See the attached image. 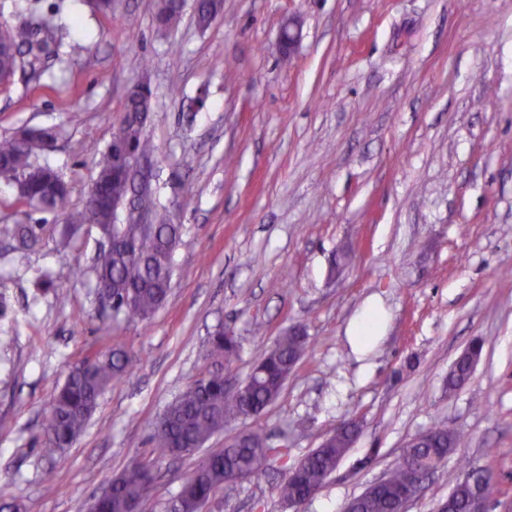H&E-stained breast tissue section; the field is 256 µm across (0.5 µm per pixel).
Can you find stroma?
I'll return each mask as SVG.
<instances>
[{
	"label": "stroma",
	"instance_id": "stroma-1",
	"mask_svg": "<svg viewBox=\"0 0 512 512\" xmlns=\"http://www.w3.org/2000/svg\"><path fill=\"white\" fill-rule=\"evenodd\" d=\"M157 0H0V24L53 15L56 55L0 86V137L58 126L48 160L82 206L95 156L150 60L147 133L161 202L181 227L164 306L150 323L100 313L84 225L56 246V220L32 248L0 239V506L85 512L138 463L156 480L142 512H168L197 456L159 459L149 436L198 376L216 366L217 325L241 338L227 386L303 325L309 353L256 420L214 435L223 447L260 427L287 435L297 461L348 419L359 433L304 512H344L414 436L442 424L465 443L431 473L409 512H436L471 466L492 468L512 512V0H224L207 29L186 0L170 31ZM303 40L282 62L289 15ZM54 285L37 288L41 273ZM375 309V332L357 339ZM469 382L446 383L473 340ZM122 348L131 376L100 396L63 456L38 445L69 369ZM54 470L55 488L42 474ZM279 464L219 490L205 512H289Z\"/></svg>",
	"mask_w": 512,
	"mask_h": 512
}]
</instances>
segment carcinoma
Returning <instances> with one entry per match:
<instances>
[{"label": "carcinoma", "mask_w": 512, "mask_h": 512, "mask_svg": "<svg viewBox=\"0 0 512 512\" xmlns=\"http://www.w3.org/2000/svg\"><path fill=\"white\" fill-rule=\"evenodd\" d=\"M223 0H196L195 18L201 28L209 27L222 13ZM182 16L177 0H158V29L175 27ZM39 28L45 38L33 41L29 26H0V46L14 51H0V83L9 82L24 67V57L33 60L57 44L59 27L54 17L40 18ZM152 90L146 79L135 82L127 92L124 113L116 135L122 146L144 156L154 153V145L131 120L133 112H149ZM60 136L56 127L26 129L0 139V181L16 188L19 199L43 213L61 218L57 247L68 250L85 224H94L100 236L112 240V248L98 253L94 270L96 288L115 315L128 321L148 322L167 300L173 268L171 256L180 240V225L171 223L167 207L161 205L155 191L135 194L134 181L119 168L113 143L97 152L95 189L88 193L82 209L70 207L69 186L63 175L48 163H39V154L51 150ZM132 199L124 210L122 223H117L120 202ZM148 214L152 224L141 223ZM45 229L43 224H1L0 237L17 241L29 248L38 244ZM210 353L231 365L238 356L240 344L234 332L218 327L210 336ZM307 336L293 327L264 351L238 393L228 391L224 371H210L192 382L167 408L168 418L158 421L150 437L153 453L159 458L171 456L181 446L197 450L224 426L243 417H260L281 394L298 363L306 357ZM131 360L121 349H108L95 354L67 375L53 397L41 428V445L45 455L53 457L69 448L83 433L97 408L102 392L121 380L129 371ZM470 377V363L459 357L448 376V389L465 383ZM357 433L353 420L345 421L336 436L326 439L304 457L299 474L288 461V449L273 448L267 433L255 429L235 443H226L202 458L182 479L179 498L186 508L206 500L217 491L233 485L232 473L245 470L259 475L275 456L284 460V478L278 487L280 498L292 501L318 491L336 470ZM463 438L445 426L437 425L418 441L402 448L397 464L384 482L367 488L351 499V512H396L401 493L407 488L413 470L431 473L446 456L460 447ZM115 494L97 505V512H125V505L144 499L154 481L148 465L131 467L116 477ZM453 512H469L476 494L491 500L500 492L495 472L484 467L471 480H458L453 488Z\"/></svg>", "instance_id": "carcinoma-1"}]
</instances>
